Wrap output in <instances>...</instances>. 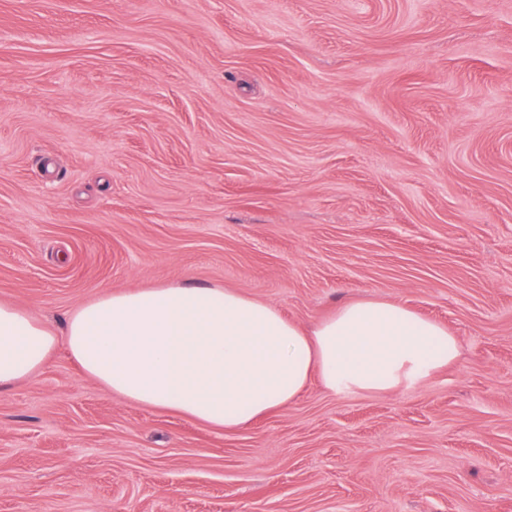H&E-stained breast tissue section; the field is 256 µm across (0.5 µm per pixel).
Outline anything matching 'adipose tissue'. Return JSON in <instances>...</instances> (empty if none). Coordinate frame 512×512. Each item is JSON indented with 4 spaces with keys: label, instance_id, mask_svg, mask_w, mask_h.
<instances>
[{
    "label": "adipose tissue",
    "instance_id": "ef3b65f1",
    "mask_svg": "<svg viewBox=\"0 0 512 512\" xmlns=\"http://www.w3.org/2000/svg\"><path fill=\"white\" fill-rule=\"evenodd\" d=\"M65 336L107 390L224 430L287 407L314 380L334 394L392 392L459 356L446 328L383 300L346 303L305 331L239 292L181 285L103 295L69 316ZM56 344L41 321L0 303V389L40 373Z\"/></svg>",
    "mask_w": 512,
    "mask_h": 512
}]
</instances>
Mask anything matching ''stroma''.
Instances as JSON below:
<instances>
[{
    "label": "stroma",
    "instance_id": "35a3bbf8",
    "mask_svg": "<svg viewBox=\"0 0 512 512\" xmlns=\"http://www.w3.org/2000/svg\"><path fill=\"white\" fill-rule=\"evenodd\" d=\"M159 285L459 356L224 431L58 343L0 392V512H512V0H0V303L60 336Z\"/></svg>",
    "mask_w": 512,
    "mask_h": 512
}]
</instances>
